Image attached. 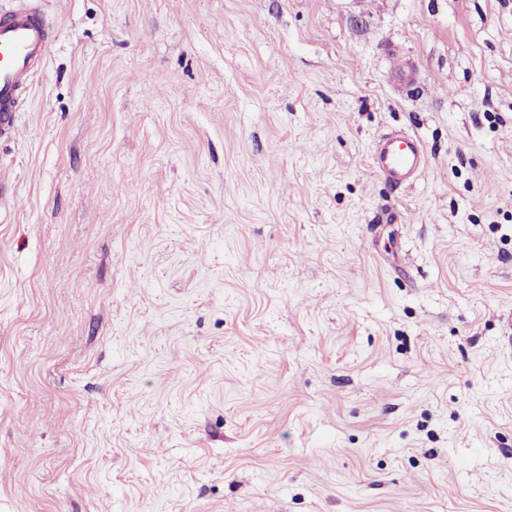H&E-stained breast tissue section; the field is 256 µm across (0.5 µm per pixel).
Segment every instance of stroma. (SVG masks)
<instances>
[{"label": "stroma", "mask_w": 512, "mask_h": 512, "mask_svg": "<svg viewBox=\"0 0 512 512\" xmlns=\"http://www.w3.org/2000/svg\"><path fill=\"white\" fill-rule=\"evenodd\" d=\"M41 11L0 512H512V0ZM370 159L373 170L396 184L412 180L427 166V154L422 143L400 132L381 137L375 143Z\"/></svg>", "instance_id": "1"}]
</instances>
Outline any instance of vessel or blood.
Instances as JSON below:
<instances>
[{"mask_svg":"<svg viewBox=\"0 0 512 512\" xmlns=\"http://www.w3.org/2000/svg\"><path fill=\"white\" fill-rule=\"evenodd\" d=\"M51 45L47 23L27 0L0 14V137L10 136L17 125L22 94ZM427 165V154L415 137L391 132L381 137L371 153V167L385 180H412Z\"/></svg>","mask_w":512,"mask_h":512,"instance_id":"obj_1","label":"vessel or blood"}]
</instances>
